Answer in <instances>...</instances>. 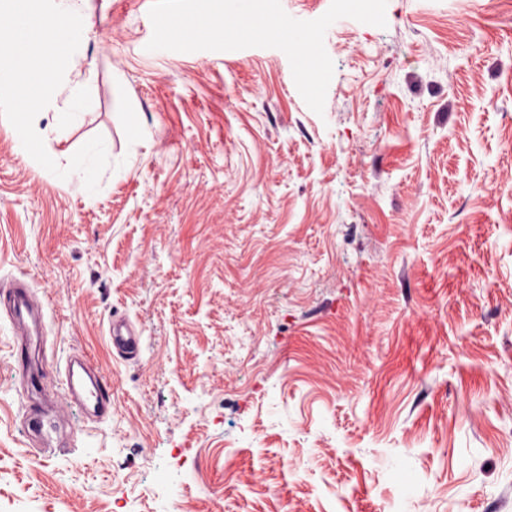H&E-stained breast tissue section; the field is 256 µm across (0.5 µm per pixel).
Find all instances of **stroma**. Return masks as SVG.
Instances as JSON below:
<instances>
[{"label": "stroma", "mask_w": 512, "mask_h": 512, "mask_svg": "<svg viewBox=\"0 0 512 512\" xmlns=\"http://www.w3.org/2000/svg\"><path fill=\"white\" fill-rule=\"evenodd\" d=\"M147 3L82 0L65 76L92 106L34 120L109 140L106 192L23 161L0 117V286L38 295L63 410L30 432L1 313L0 512H512V0L337 20L320 115L281 50L151 54ZM79 352L104 419L59 383ZM123 328L127 332H124ZM109 336L112 342V348L126 356H137L143 345L141 336L132 335L125 319L112 321L109 327Z\"/></svg>", "instance_id": "obj_1"}]
</instances>
